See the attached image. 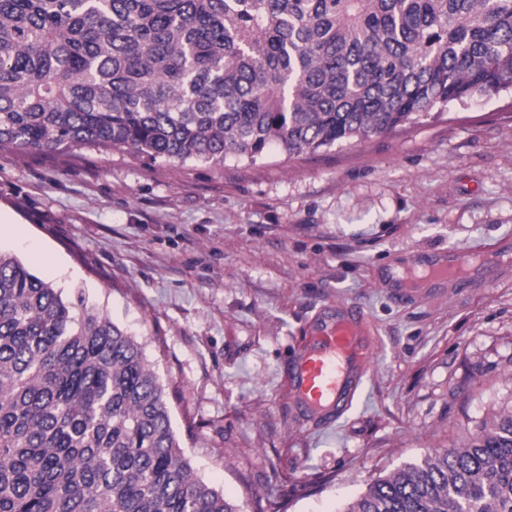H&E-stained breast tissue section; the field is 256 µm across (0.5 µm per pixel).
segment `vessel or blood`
Masks as SVG:
<instances>
[{
	"label": "vessel or blood",
	"mask_w": 512,
	"mask_h": 512,
	"mask_svg": "<svg viewBox=\"0 0 512 512\" xmlns=\"http://www.w3.org/2000/svg\"><path fill=\"white\" fill-rule=\"evenodd\" d=\"M472 254L449 251L446 258L431 262L433 275L466 269ZM364 317L339 305L328 309L313 325L295 369L283 383L292 407L319 423L340 417L352 402L364 374L368 347Z\"/></svg>",
	"instance_id": "obj_1"
}]
</instances>
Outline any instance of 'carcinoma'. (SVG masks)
I'll use <instances>...</instances> for the list:
<instances>
[{
  "label": "carcinoma",
  "mask_w": 512,
  "mask_h": 512,
  "mask_svg": "<svg viewBox=\"0 0 512 512\" xmlns=\"http://www.w3.org/2000/svg\"><path fill=\"white\" fill-rule=\"evenodd\" d=\"M512 92V0H0V151L255 163ZM0 252V512H240L141 345ZM347 512H512V405Z\"/></svg>",
  "instance_id": "obj_1"
}]
</instances>
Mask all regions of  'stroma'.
Instances as JSON below:
<instances>
[{
  "label": "stroma",
  "instance_id": "35a3bbf8",
  "mask_svg": "<svg viewBox=\"0 0 512 512\" xmlns=\"http://www.w3.org/2000/svg\"><path fill=\"white\" fill-rule=\"evenodd\" d=\"M0 214V251L136 337L185 458L241 512H346L512 400L511 94L253 165L0 151ZM451 248L504 261L417 287ZM337 304L365 317L369 352L325 426L280 382Z\"/></svg>",
  "mask_w": 512,
  "mask_h": 512
}]
</instances>
